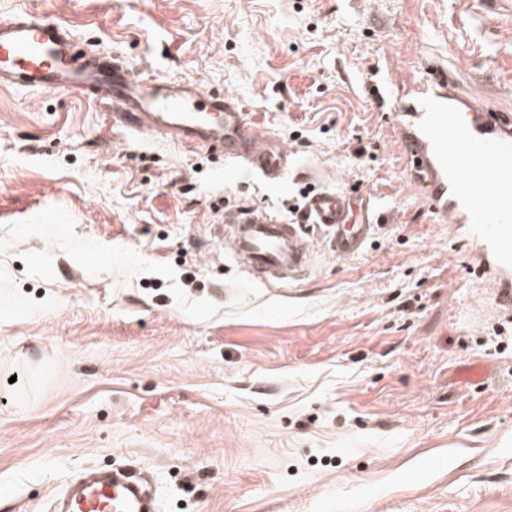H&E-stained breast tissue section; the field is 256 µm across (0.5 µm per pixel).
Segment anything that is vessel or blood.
<instances>
[{
    "instance_id": "obj_1",
    "label": "vessel or blood",
    "mask_w": 512,
    "mask_h": 512,
    "mask_svg": "<svg viewBox=\"0 0 512 512\" xmlns=\"http://www.w3.org/2000/svg\"><path fill=\"white\" fill-rule=\"evenodd\" d=\"M0 85L31 92L79 91L113 106L126 130L155 134L220 154L276 182L291 166L281 142L258 139L239 102L193 81L134 75L128 61L79 48L70 28L39 15L0 18ZM406 101L398 115L406 162L430 210L464 228L489 276L497 302L512 305V114L458 96L445 77L417 78L382 104ZM370 196L352 185L318 188L294 221L255 207L225 211L214 227L217 245L250 279L280 287L302 279L313 253V233L327 234L339 258L361 254L374 230ZM135 470L87 469L53 500V512H155Z\"/></svg>"
}]
</instances>
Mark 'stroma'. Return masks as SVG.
<instances>
[{
    "instance_id": "obj_1",
    "label": "stroma",
    "mask_w": 512,
    "mask_h": 512,
    "mask_svg": "<svg viewBox=\"0 0 512 512\" xmlns=\"http://www.w3.org/2000/svg\"><path fill=\"white\" fill-rule=\"evenodd\" d=\"M20 12L234 95L293 165L278 185L83 93L0 88V512L106 465L160 512H512V352L487 346L512 313L369 90L436 70L512 111V0H0ZM311 169L372 197L369 243L319 234L297 283L249 279L213 224L288 217Z\"/></svg>"
}]
</instances>
